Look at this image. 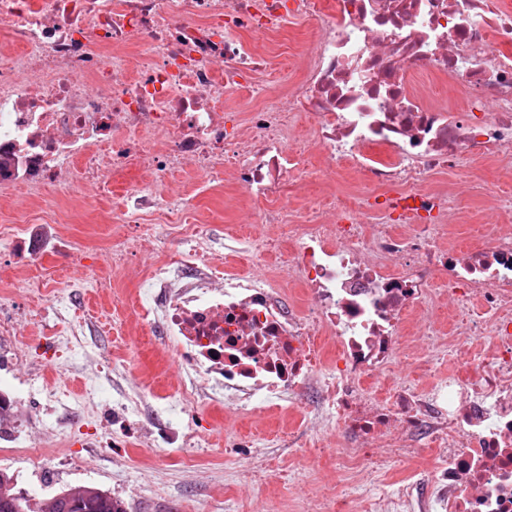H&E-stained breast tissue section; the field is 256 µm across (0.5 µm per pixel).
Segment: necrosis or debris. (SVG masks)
<instances>
[{"label": "necrosis or debris", "instance_id": "necrosis-or-debris-1", "mask_svg": "<svg viewBox=\"0 0 512 512\" xmlns=\"http://www.w3.org/2000/svg\"><path fill=\"white\" fill-rule=\"evenodd\" d=\"M293 20L311 36L296 79L272 91L267 40ZM0 35L1 192L106 195L133 166L143 175L113 222L177 219L192 203L169 177L189 165L200 188L228 179L250 202L252 272L223 271L199 224L190 254L141 282L134 316L177 368L169 415L200 397L255 414L285 404L316 432L290 449L295 473L330 448L360 471L432 448L423 483L378 512H512V192L474 168L512 170V0H0ZM440 82L452 96L432 94ZM233 93L248 112L225 107ZM344 169L367 191L340 188ZM316 183L326 194L291 214L288 197ZM466 193L487 213L463 247L451 228L469 221ZM283 237L285 278L265 267ZM417 331L421 389L397 372ZM76 334L65 323L50 343L71 347L84 403H111L113 426L153 447L133 419L154 393L130 368L109 399L104 361ZM30 396L0 374V442Z\"/></svg>", "mask_w": 512, "mask_h": 512}]
</instances>
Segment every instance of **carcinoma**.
Returning a JSON list of instances; mask_svg holds the SVG:
<instances>
[{
	"label": "carcinoma",
	"instance_id": "carcinoma-1",
	"mask_svg": "<svg viewBox=\"0 0 512 512\" xmlns=\"http://www.w3.org/2000/svg\"><path fill=\"white\" fill-rule=\"evenodd\" d=\"M0 512H125L107 492L87 485L70 486L43 501L36 510L15 490L11 475L0 470Z\"/></svg>",
	"mask_w": 512,
	"mask_h": 512
}]
</instances>
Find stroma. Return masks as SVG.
I'll return each instance as SVG.
<instances>
[{"label": "stroma", "mask_w": 512, "mask_h": 512, "mask_svg": "<svg viewBox=\"0 0 512 512\" xmlns=\"http://www.w3.org/2000/svg\"><path fill=\"white\" fill-rule=\"evenodd\" d=\"M138 176L134 168L115 174L111 194L91 203L58 194L52 188L35 195L21 191L0 196V304H12L30 314L25 336L35 345L50 335L58 322L47 311L53 286L60 282L76 285L79 303L66 319L77 326L78 344L112 368L134 366L148 389L165 395L177 386L168 346L158 333L140 330L129 311L138 300L142 277L182 250L192 226L187 223L175 230L159 221L149 222L138 267L126 272L114 269L109 261L112 245L125 241L136 229L131 224L113 223V195ZM183 189L193 200L195 219L210 227V247L223 257L225 270H248L247 254L232 247L234 240L254 232L251 225L239 221V209L244 205L239 192L224 185L202 192L188 180ZM24 231L42 242L38 267L18 265L12 256L16 236ZM70 253L91 264L93 279L111 281V294L100 293L93 288V280H85L82 271L71 267L66 260ZM41 379L75 404V411L67 417L70 434L68 439L47 442L44 452L51 457L53 469L15 468L11 474L18 489L39 485L47 496L71 485H91L125 501L127 512H324L322 495L326 489L347 496L353 494L356 485L366 482L378 488L396 486L429 470L436 459L435 449L424 448L369 476L349 473L338 466L334 456L324 455L315 459L308 473L298 477L284 469L288 451L313 442L316 434L299 427L288 409L275 408L260 418L237 406H215L198 399L186 404L182 418H199L209 426L205 443L187 453L174 454L160 445L140 447L128 438L121 450L125 465L116 469L111 454L97 453L86 445L99 415L79 406L77 376L48 367ZM238 437L262 440L265 456L278 459L281 469L257 478L240 476L236 454L229 448L230 441Z\"/></svg>", "instance_id": "35a3bbf8"}]
</instances>
